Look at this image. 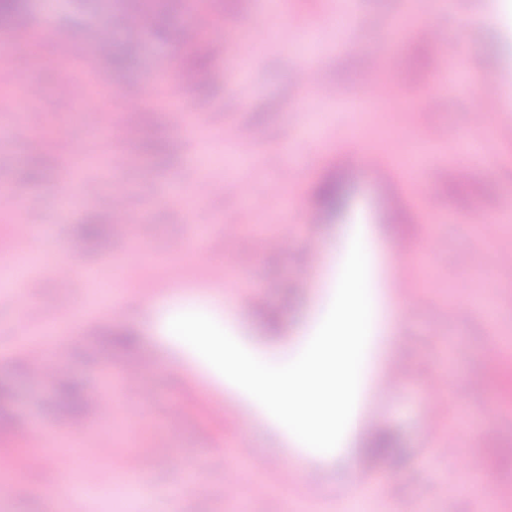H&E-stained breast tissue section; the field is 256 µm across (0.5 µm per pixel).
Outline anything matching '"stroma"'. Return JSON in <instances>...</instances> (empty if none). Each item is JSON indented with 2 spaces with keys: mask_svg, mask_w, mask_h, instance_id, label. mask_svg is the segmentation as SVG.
<instances>
[{
  "mask_svg": "<svg viewBox=\"0 0 512 512\" xmlns=\"http://www.w3.org/2000/svg\"><path fill=\"white\" fill-rule=\"evenodd\" d=\"M263 2L239 0L228 10L224 0H193L166 29L131 30L108 23L129 0H31L27 30L0 26V53L18 40L32 45L19 83L39 90L24 111L0 114V240L11 239L16 221L33 227L14 245L29 262L26 276L0 288V386L8 389L0 399V512H343L337 492L355 482L375 486L372 512H512V467L497 468L491 483L464 468L468 457L512 447V404L499 381L478 393L467 387L491 364L512 366V264L459 265L472 252L512 249V100L502 102L495 130L471 120L478 79L490 73L512 90V19L495 0H348L374 23L340 54L336 0H285L282 13L257 27ZM413 7L433 20L436 39L414 33L391 49L393 18ZM287 13L296 29L284 26ZM200 14L210 28L181 41ZM477 15L488 23L465 30L462 19ZM103 31L113 42H136L137 51L111 62L93 50ZM244 34L258 46L250 67L237 55ZM308 36L323 82L300 90L294 77ZM64 42L90 52L64 60ZM369 62L393 83L392 99L367 95L361 75ZM329 84L340 98H328ZM131 97L145 102L141 119L126 110ZM430 97L440 104L431 112L420 107ZM177 105L197 113V131L169 124ZM361 113L367 122L356 135ZM50 122L56 130L44 149L29 153L26 136ZM106 125L125 127L124 140H105ZM234 126L252 129L256 142L226 140ZM435 129L447 138L432 137ZM110 153L127 166L106 172L101 159ZM203 179L243 183L246 194L197 201L188 191ZM329 179L345 192L333 216L316 199ZM117 188L138 224L127 237L85 245L82 225L114 223L98 200ZM285 216L294 235L284 248L242 252L225 234L231 225L242 238L272 237ZM356 224L386 290L416 296L392 340L404 380L386 397L370 396L361 423L383 427L397 448L381 463L351 460L341 447L296 459L266 422L247 417L189 364L186 347L163 335L153 314L167 298H207L231 314L262 362L286 364L297 339L315 333ZM400 236L418 256L412 266L391 263ZM432 238L438 249H428ZM59 253L75 265L67 288L55 284ZM224 261L228 279L211 278L209 267ZM312 264L317 278L306 287L300 279ZM173 266L183 269L175 279ZM97 280L115 285L122 310L97 298ZM478 284L491 289L486 309L461 311V295ZM34 343L50 347L85 395L117 396L112 414L69 419L56 385L32 377L26 350ZM128 367L141 369L145 397L122 394ZM438 371L447 375L448 409L434 415L425 389ZM30 431L46 441L36 469L24 465ZM448 435L458 451L438 456L435 440ZM243 440L250 467L237 457ZM135 448L157 454L132 478L125 463ZM276 461L312 473L318 495L283 483ZM190 473L201 492L178 494Z\"/></svg>",
  "mask_w": 512,
  "mask_h": 512,
  "instance_id": "1",
  "label": "stroma"
}]
</instances>
